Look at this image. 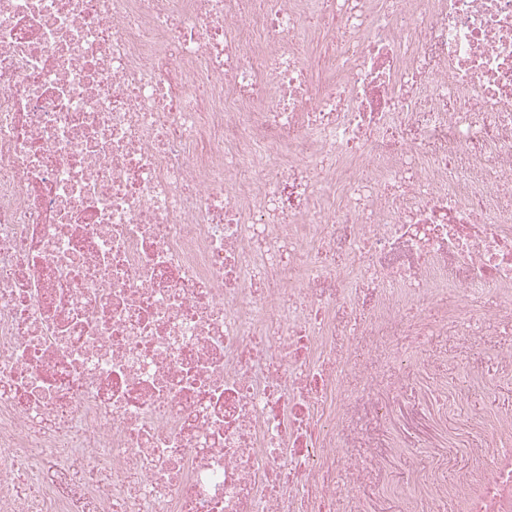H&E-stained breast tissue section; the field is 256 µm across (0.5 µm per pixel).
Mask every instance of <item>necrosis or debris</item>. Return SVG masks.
Here are the masks:
<instances>
[{
  "instance_id": "1",
  "label": "necrosis or debris",
  "mask_w": 512,
  "mask_h": 512,
  "mask_svg": "<svg viewBox=\"0 0 512 512\" xmlns=\"http://www.w3.org/2000/svg\"><path fill=\"white\" fill-rule=\"evenodd\" d=\"M341 309L512 320V0H0V512H331Z\"/></svg>"
}]
</instances>
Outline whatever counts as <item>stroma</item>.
Wrapping results in <instances>:
<instances>
[{
  "label": "stroma",
  "mask_w": 512,
  "mask_h": 512,
  "mask_svg": "<svg viewBox=\"0 0 512 512\" xmlns=\"http://www.w3.org/2000/svg\"><path fill=\"white\" fill-rule=\"evenodd\" d=\"M475 330L472 336L400 337L397 357L374 358L361 371L344 374L346 391L360 398L344 429L346 453L357 460L362 475L356 500L337 499L336 512H397V500L382 495L383 485L410 481L429 453L451 442L461 446L446 470L447 479H455L485 445L482 435L468 430V418L512 414V375L501 372L498 358L512 350V322L484 321ZM419 348L436 359L433 375L406 368ZM461 387L466 390L461 402L441 411L440 395ZM379 396L397 397L399 405L390 417L374 411L372 402ZM395 443L401 453L386 465H373L374 456Z\"/></svg>",
  "instance_id": "stroma-1"
}]
</instances>
